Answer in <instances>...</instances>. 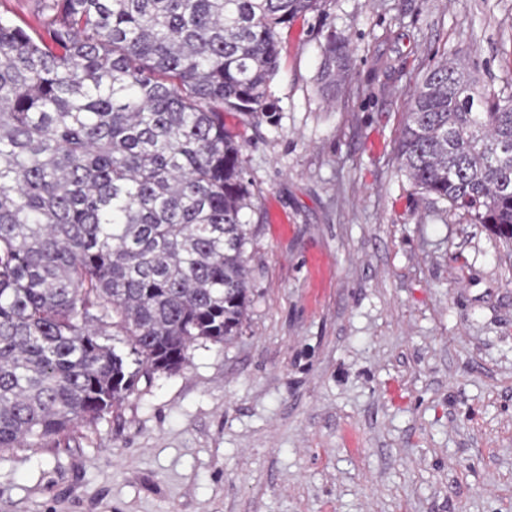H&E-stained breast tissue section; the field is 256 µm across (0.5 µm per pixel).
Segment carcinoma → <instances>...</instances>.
Wrapping results in <instances>:
<instances>
[{
	"label": "carcinoma",
	"mask_w": 512,
	"mask_h": 512,
	"mask_svg": "<svg viewBox=\"0 0 512 512\" xmlns=\"http://www.w3.org/2000/svg\"><path fill=\"white\" fill-rule=\"evenodd\" d=\"M319 4L46 0L36 27L0 15V453L99 419L200 339L238 337L252 194L224 114L277 121L280 32ZM350 76L331 31L319 81ZM398 159L512 240V94L438 62L411 92Z\"/></svg>",
	"instance_id": "carcinoma-1"
}]
</instances>
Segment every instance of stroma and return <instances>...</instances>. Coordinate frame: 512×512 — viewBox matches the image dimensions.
<instances>
[{"mask_svg": "<svg viewBox=\"0 0 512 512\" xmlns=\"http://www.w3.org/2000/svg\"><path fill=\"white\" fill-rule=\"evenodd\" d=\"M280 47L276 123L224 117L252 193L239 337L1 455L0 512H512V241L397 159L441 58L512 83V0H322ZM351 76V59L346 45L336 32L326 35V46L319 81L327 89L336 90V94L344 87Z\"/></svg>", "mask_w": 512, "mask_h": 512, "instance_id": "obj_1", "label": "stroma"}]
</instances>
